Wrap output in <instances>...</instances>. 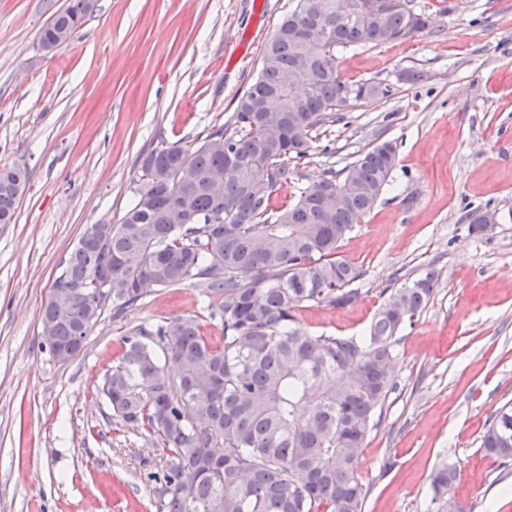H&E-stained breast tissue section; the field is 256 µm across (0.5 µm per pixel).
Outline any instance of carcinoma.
<instances>
[{
  "mask_svg": "<svg viewBox=\"0 0 512 512\" xmlns=\"http://www.w3.org/2000/svg\"><path fill=\"white\" fill-rule=\"evenodd\" d=\"M92 8L93 0H69L41 28L40 45L68 41ZM296 26L309 30L308 45L293 39ZM425 29L410 0L390 10L381 0H298L224 126L188 148L143 157L132 206L116 224L89 225L64 261L41 312L62 345L90 333L105 312L73 293L95 271L112 277L114 318L155 287L201 281L212 298L205 311L222 336L207 335L196 315L134 326L102 384L113 416L166 457L147 473L156 512H363L358 466L396 388L398 333L429 304L438 275L430 269L392 291L363 336L310 333L300 306L345 307L358 297L359 268L337 249L377 203L397 146L375 144L342 179L306 187L292 202L276 207L272 197L298 174L317 127L392 95L381 82L342 79L336 48ZM184 161L196 176L189 194L166 183ZM228 164L224 192H210L205 178ZM26 182L20 169L0 177V224L13 222ZM179 206L187 223L172 224ZM481 447L512 464V403L495 414ZM454 478L446 464L430 475L436 512H445Z\"/></svg>",
  "mask_w": 512,
  "mask_h": 512,
  "instance_id": "carcinoma-1",
  "label": "carcinoma"
}]
</instances>
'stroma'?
<instances>
[{
	"label": "stroma",
	"instance_id": "stroma-1",
	"mask_svg": "<svg viewBox=\"0 0 512 512\" xmlns=\"http://www.w3.org/2000/svg\"><path fill=\"white\" fill-rule=\"evenodd\" d=\"M68 0H0V168L26 171L12 224H0V512H154L162 453L118 427L99 388L129 328L199 313L203 284L155 288L104 314L80 353L55 361L39 318L88 225L118 222L156 148L222 126L297 0H95L52 52L39 30ZM414 38L337 48L342 78L388 84L345 121L318 127L298 189L338 173L382 137L397 163L375 207L338 252L359 296L305 304L313 334L361 335L385 294L427 270L438 285L400 333L390 394L366 440L364 512H429V475L456 468L449 497L467 512H512V467L480 437L512 401V8L499 0H413ZM418 70L422 81L402 79ZM495 209L494 230L468 213Z\"/></svg>",
	"mask_w": 512,
	"mask_h": 512
}]
</instances>
